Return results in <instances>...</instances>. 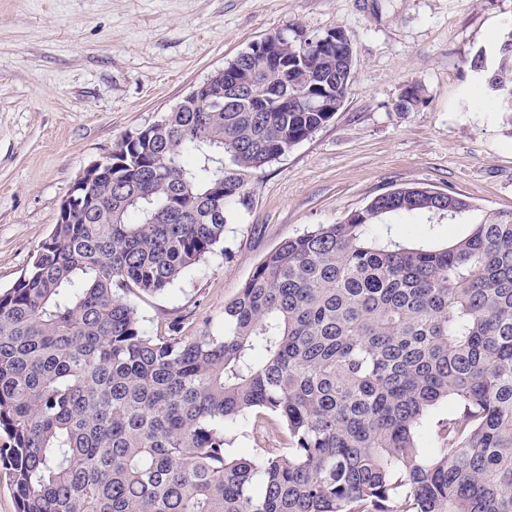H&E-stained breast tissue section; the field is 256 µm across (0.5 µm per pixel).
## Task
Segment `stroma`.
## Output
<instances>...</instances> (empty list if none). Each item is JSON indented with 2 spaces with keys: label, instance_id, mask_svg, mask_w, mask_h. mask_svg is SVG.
I'll list each match as a JSON object with an SVG mask.
<instances>
[{
  "label": "stroma",
  "instance_id": "stroma-1",
  "mask_svg": "<svg viewBox=\"0 0 512 512\" xmlns=\"http://www.w3.org/2000/svg\"><path fill=\"white\" fill-rule=\"evenodd\" d=\"M341 28L354 49L342 109L247 176L224 240L168 291L131 295L148 335L200 336L282 241L341 224L375 197L424 187L467 198L403 235L442 244L512 215V112L472 95V60L512 28V0H0V291L29 269L74 182L124 135L271 33ZM424 100L394 108L410 84ZM276 417L232 430L229 454L287 448Z\"/></svg>",
  "mask_w": 512,
  "mask_h": 512
}]
</instances>
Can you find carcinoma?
<instances>
[{
	"mask_svg": "<svg viewBox=\"0 0 512 512\" xmlns=\"http://www.w3.org/2000/svg\"><path fill=\"white\" fill-rule=\"evenodd\" d=\"M512 29L478 97L512 112ZM354 55L232 62L238 95L168 112L112 149V176L57 221L0 293V465L18 512H512V218L445 246L387 215L453 219L465 198L421 187L289 238L224 304V333L149 336L126 294L167 290L248 206L246 173L329 123ZM423 100L409 86L401 111ZM454 414L420 452L418 427ZM273 415L284 454L226 453L239 420ZM452 413L453 410L450 405L446 402H442L421 421L419 427V444L425 453H432L434 448H438L433 430L435 429L438 421L448 419Z\"/></svg>",
	"mask_w": 512,
	"mask_h": 512,
	"instance_id": "cac0c4a2",
	"label": "carcinoma"
}]
</instances>
